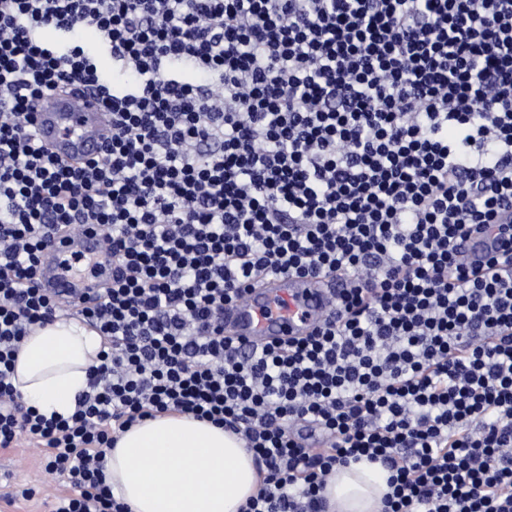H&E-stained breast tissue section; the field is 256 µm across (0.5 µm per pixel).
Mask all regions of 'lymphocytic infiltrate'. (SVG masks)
Returning a JSON list of instances; mask_svg holds the SVG:
<instances>
[{
  "label": "lymphocytic infiltrate",
  "mask_w": 512,
  "mask_h": 512,
  "mask_svg": "<svg viewBox=\"0 0 512 512\" xmlns=\"http://www.w3.org/2000/svg\"><path fill=\"white\" fill-rule=\"evenodd\" d=\"M68 86L112 116L86 163L34 132ZM86 224L112 285L73 309L37 273ZM271 273L338 282L324 324L225 336ZM65 310L104 349L49 417L14 360ZM171 411L265 470L242 512H323L363 460L388 474L380 512H512V0H0V447L43 449L72 489L51 512H129L107 453Z\"/></svg>",
  "instance_id": "1"
}]
</instances>
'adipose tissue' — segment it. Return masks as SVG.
Returning a JSON list of instances; mask_svg holds the SVG:
<instances>
[{
  "label": "adipose tissue",
  "mask_w": 512,
  "mask_h": 512,
  "mask_svg": "<svg viewBox=\"0 0 512 512\" xmlns=\"http://www.w3.org/2000/svg\"><path fill=\"white\" fill-rule=\"evenodd\" d=\"M103 338L60 316L32 330L16 355L14 384L44 415L72 414L99 363ZM106 482L131 512H238L263 483L252 453L210 422L170 413L120 434L107 456ZM375 467L338 468L324 495L327 512H379L386 491Z\"/></svg>",
  "instance_id": "obj_1"
}]
</instances>
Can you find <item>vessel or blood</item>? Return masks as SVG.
I'll return each instance as SVG.
<instances>
[{
    "label": "vessel or blood",
    "instance_id": "vessel-or-blood-1",
    "mask_svg": "<svg viewBox=\"0 0 512 512\" xmlns=\"http://www.w3.org/2000/svg\"><path fill=\"white\" fill-rule=\"evenodd\" d=\"M38 140L56 156L84 161L98 155L112 133V118L84 89L40 98L34 112ZM112 279V260L97 228L85 225L45 251L39 286L46 293L80 303ZM334 283L288 274L265 276L224 308V333L256 345L283 336L306 335L326 318Z\"/></svg>",
    "mask_w": 512,
    "mask_h": 512
}]
</instances>
